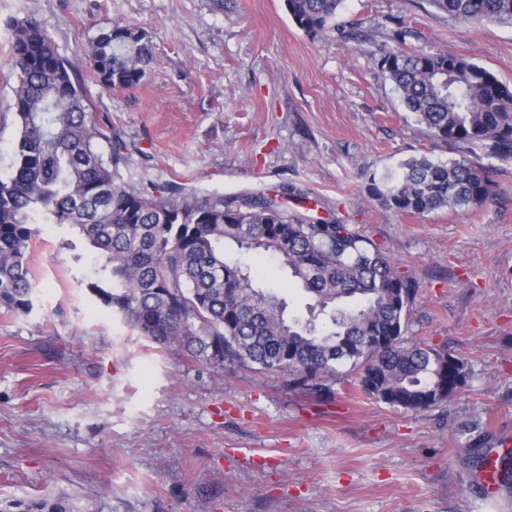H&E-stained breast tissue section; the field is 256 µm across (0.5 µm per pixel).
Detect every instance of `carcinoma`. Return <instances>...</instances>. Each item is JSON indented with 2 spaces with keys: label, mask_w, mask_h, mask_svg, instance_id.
I'll use <instances>...</instances> for the list:
<instances>
[{
  "label": "carcinoma",
  "mask_w": 512,
  "mask_h": 512,
  "mask_svg": "<svg viewBox=\"0 0 512 512\" xmlns=\"http://www.w3.org/2000/svg\"><path fill=\"white\" fill-rule=\"evenodd\" d=\"M343 2L285 0V8L315 39L339 31ZM434 2L461 22L512 24V0ZM7 26L18 134L10 174L0 178L1 303L32 305L28 260L38 225L76 228L99 258L79 285L161 347L179 344L210 365L251 364L303 393L329 391L347 366L362 392L415 412L447 401L467 380L457 355L404 342L419 285L350 225L290 214L275 195L150 192L118 182L125 145L97 122L82 72L41 21L13 18ZM82 55L103 86L129 88L146 78L153 44L144 30L115 21ZM375 62L432 138L477 160L409 157L370 175L368 196L418 215L491 201L492 175L507 173L491 161L512 162V90L463 55L425 53L399 35ZM226 241L280 259L312 300L310 318L287 317L284 299L224 256Z\"/></svg>",
  "instance_id": "obj_1"
}]
</instances>
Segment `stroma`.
<instances>
[{"label": "stroma", "instance_id": "obj_1", "mask_svg": "<svg viewBox=\"0 0 512 512\" xmlns=\"http://www.w3.org/2000/svg\"><path fill=\"white\" fill-rule=\"evenodd\" d=\"M42 20L62 55L126 21L154 44L147 79L86 81L124 144L120 182L227 196L291 185V213L336 217L419 284L406 341L443 346L466 386L419 412L356 390L288 391L235 360L153 344L75 283L91 271L44 228L32 306L0 305V512H512L486 500L476 458L512 434V170L495 201L423 215L381 207L371 173L461 158L407 112L373 57L397 24L408 46L469 57L512 87V24H465L433 0H344L356 37L313 39L284 0H0V174L17 135L9 19ZM261 288L308 317L278 261L225 244Z\"/></svg>", "mask_w": 512, "mask_h": 512}]
</instances>
